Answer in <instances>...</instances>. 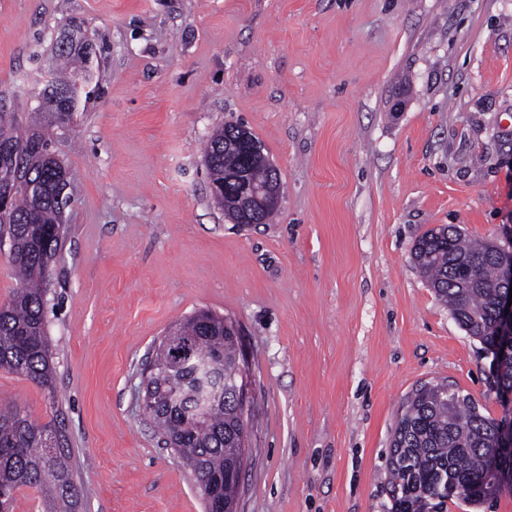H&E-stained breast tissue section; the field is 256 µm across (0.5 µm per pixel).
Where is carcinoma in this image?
<instances>
[{
  "label": "carcinoma",
  "instance_id": "1",
  "mask_svg": "<svg viewBox=\"0 0 512 512\" xmlns=\"http://www.w3.org/2000/svg\"><path fill=\"white\" fill-rule=\"evenodd\" d=\"M93 46L74 42L66 34L52 45L56 63L89 72ZM78 74H53L38 95L34 116L26 126L13 113L0 111V173L10 177L4 187L8 208L0 212V233L11 240L9 263L23 283L0 305V370L23 377L45 392L52 417L34 421L24 407L0 408V512H12L16 495L31 489L41 496L42 512H79L77 468L60 419L54 386L55 367L47 335L45 285L51 262L65 236L57 194L73 186V175L56 164L42 121L62 120L78 105ZM241 126L226 124L209 136L205 158L213 183L224 184V198H214L232 212L242 184L236 172L247 169L249 183L258 187L280 180L278 170L251 161L235 146ZM512 254L497 242L468 241L454 226L427 231L415 244L420 272L450 309L466 333L491 356L497 392H512V353L500 356L496 313L502 291L501 263ZM170 343L155 348L146 407L158 431L171 439L173 451L191 468L200 489L224 499L236 512L230 490L242 469V421L232 395L199 409L200 399L217 387V380L199 381L198 365H208L230 377L238 353L237 339L224 332V317L209 312L175 325ZM498 420L483 415L469 395L444 382H425L406 399L389 458L391 512H448L455 499L473 509L512 484V403Z\"/></svg>",
  "mask_w": 512,
  "mask_h": 512
}]
</instances>
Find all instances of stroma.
<instances>
[{
  "label": "stroma",
  "instance_id": "1",
  "mask_svg": "<svg viewBox=\"0 0 512 512\" xmlns=\"http://www.w3.org/2000/svg\"><path fill=\"white\" fill-rule=\"evenodd\" d=\"M93 45L47 284L82 512H204L142 407L157 341L200 310L243 332L254 410L237 512H390L396 421L444 381L500 418L490 360L419 272L441 224L512 244V0H0V108L26 122L70 19ZM240 123L283 183L234 224L205 143ZM39 422L42 390L0 371Z\"/></svg>",
  "mask_w": 512,
  "mask_h": 512
}]
</instances>
